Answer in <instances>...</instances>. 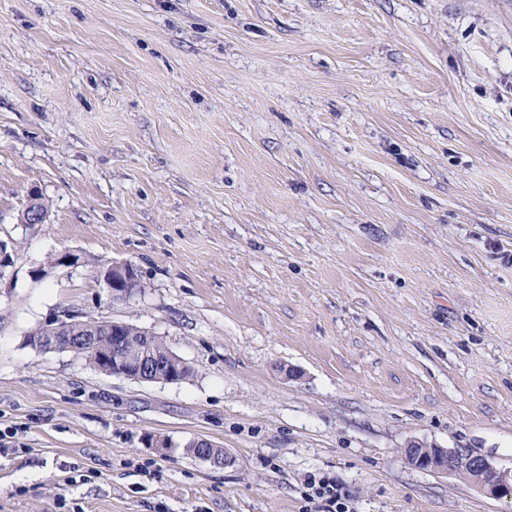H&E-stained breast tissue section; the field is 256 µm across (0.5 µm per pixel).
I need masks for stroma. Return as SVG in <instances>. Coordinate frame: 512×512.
<instances>
[{
    "label": "stroma",
    "mask_w": 512,
    "mask_h": 512,
    "mask_svg": "<svg viewBox=\"0 0 512 512\" xmlns=\"http://www.w3.org/2000/svg\"><path fill=\"white\" fill-rule=\"evenodd\" d=\"M0 240V512H512L404 455L512 473V0H0ZM67 317L193 375L28 345ZM139 279L137 268L130 262H113L103 274V281L112 294L127 295ZM74 320H57L46 325L44 335L40 336L43 326L35 329L29 340L36 336L33 344L40 350L67 349L76 346L86 347L98 356V370L112 375L122 376L138 382H179L185 377L189 364L171 349L166 347L163 355L155 353L160 339L152 332L124 322L108 321L106 336L112 341L103 346L99 340L101 334L92 328L73 329ZM90 350H81L77 355L93 365L95 354ZM159 351H163L158 346ZM212 448H215L212 442L204 438H199L188 443L185 449H191L190 454L209 462L216 468H224L233 463V458L226 449H223L220 453H215ZM310 487L315 488L314 495L318 499L325 500L329 506H334L333 512H351L348 504L345 502V498L342 493L336 488V485H332L330 483L318 484L315 486V483L308 484Z\"/></svg>",
    "instance_id": "35a3bbf8"
}]
</instances>
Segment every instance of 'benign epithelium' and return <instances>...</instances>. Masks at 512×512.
Instances as JSON below:
<instances>
[{"instance_id":"obj_1","label":"benign epithelium","mask_w":512,"mask_h":512,"mask_svg":"<svg viewBox=\"0 0 512 512\" xmlns=\"http://www.w3.org/2000/svg\"><path fill=\"white\" fill-rule=\"evenodd\" d=\"M47 211L42 208L40 199L31 198L22 212L24 224H42ZM139 279L137 268L130 262H114L103 274V281L112 293L127 295L134 290ZM72 320H57L48 325L44 335L36 337L34 345L40 350L86 347L98 356V370L122 376L138 382H179L185 377L189 364L171 349L163 355L155 353L160 339L152 332L124 322L110 321L105 334L112 337L107 345H102L99 332L92 328L74 329ZM191 454L209 462L216 468L233 463L227 451L216 453L214 444L199 438L186 445ZM410 465L435 474L457 476L462 471L472 475L470 484L483 494L499 498L512 492V473L497 470L481 455L460 449L428 448L420 443H411L405 448Z\"/></svg>"}]
</instances>
